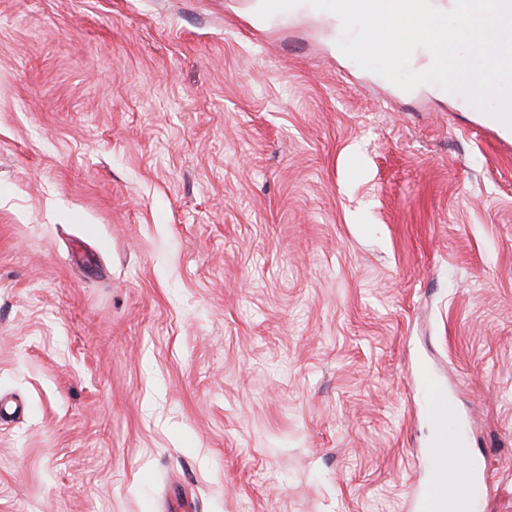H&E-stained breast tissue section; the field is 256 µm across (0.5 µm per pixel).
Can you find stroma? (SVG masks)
Returning a JSON list of instances; mask_svg holds the SVG:
<instances>
[{"instance_id": "35a3bbf8", "label": "stroma", "mask_w": 512, "mask_h": 512, "mask_svg": "<svg viewBox=\"0 0 512 512\" xmlns=\"http://www.w3.org/2000/svg\"><path fill=\"white\" fill-rule=\"evenodd\" d=\"M254 2L0 0V512H512V142ZM420 384L423 392L428 398V414L435 425L437 437L442 443L437 444L432 450L435 467H446L445 469L433 468V481L440 482L449 479L455 473L452 463H448L447 450L455 460L467 459L470 456V448L465 447L462 440L457 439L448 448V420L453 416V409L448 403V393L434 379L428 368H422L419 374ZM478 482L476 473L467 466L455 473L454 479L449 483H436L428 486L421 497L419 508L421 512H432L437 503L452 499L466 498L473 493Z\"/></svg>"}]
</instances>
